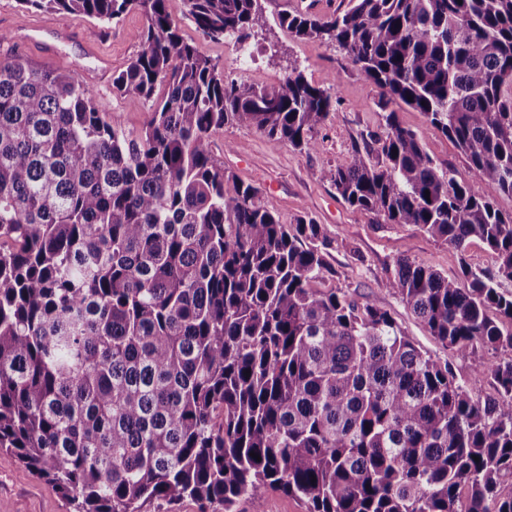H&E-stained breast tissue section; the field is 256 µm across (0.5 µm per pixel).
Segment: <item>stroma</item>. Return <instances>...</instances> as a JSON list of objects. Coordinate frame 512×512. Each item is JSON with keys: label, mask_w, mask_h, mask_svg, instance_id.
Returning a JSON list of instances; mask_svg holds the SVG:
<instances>
[{"label": "stroma", "mask_w": 512, "mask_h": 512, "mask_svg": "<svg viewBox=\"0 0 512 512\" xmlns=\"http://www.w3.org/2000/svg\"><path fill=\"white\" fill-rule=\"evenodd\" d=\"M347 0H261L266 27L251 38L260 60L244 76L257 85L278 83L292 68H300L315 85L330 89L336 112L316 136L314 150L305 152L273 145L253 128L225 127L213 137L215 156L240 180L259 187L285 223L306 215L315 219L330 245L326 259L335 271L328 288L348 292L355 300L388 310L405 333L423 350L450 362L459 383L469 382L475 358L460 357L443 347L397 296L384 287L396 262L406 256L451 277L461 265L490 271L495 259L482 243H472L466 254L431 238L411 224H389L371 214L352 210L336 194L329 172L348 162L352 146L367 131L379 130L381 91L364 80L342 48L300 40L278 23L284 9L330 13ZM144 16L127 14L119 24L94 31L82 16L64 12H21L17 0H0V57L17 53L34 65L74 75L92 87L101 109L123 128L137 130L149 116V105L136 96L112 91V75L124 69L140 49ZM403 126L423 136L428 152L453 167L458 178L472 177L469 163L454 143L430 129L425 116L408 107L398 110ZM0 512H71L70 505L29 471L14 454L0 450Z\"/></svg>", "instance_id": "35a3bbf8"}]
</instances>
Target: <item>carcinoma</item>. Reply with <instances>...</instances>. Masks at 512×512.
<instances>
[{"mask_svg": "<svg viewBox=\"0 0 512 512\" xmlns=\"http://www.w3.org/2000/svg\"><path fill=\"white\" fill-rule=\"evenodd\" d=\"M168 2L19 0L101 32L144 15L112 87L151 105L127 131L75 76L0 59V449L74 512H235L268 488L307 512H512V0L280 14L469 161L458 179L392 110L330 173L357 211L493 254L460 279L403 257L384 284L448 350L502 354L469 385L388 311L315 287L333 275L321 226L283 223L214 155L226 126L310 151L335 112L299 68L240 82L181 35L244 46L260 0H183L180 20Z\"/></svg>", "mask_w": 512, "mask_h": 512, "instance_id": "cac0c4a2", "label": "carcinoma"}]
</instances>
